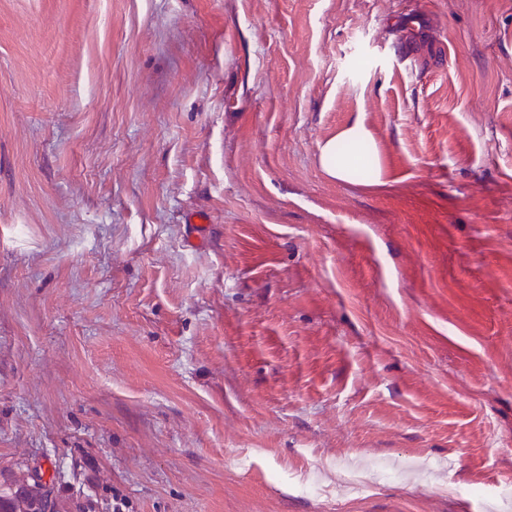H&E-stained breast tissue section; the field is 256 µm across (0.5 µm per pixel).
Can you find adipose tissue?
<instances>
[{
	"label": "adipose tissue",
	"mask_w": 512,
	"mask_h": 512,
	"mask_svg": "<svg viewBox=\"0 0 512 512\" xmlns=\"http://www.w3.org/2000/svg\"><path fill=\"white\" fill-rule=\"evenodd\" d=\"M374 154L372 139L360 124L343 129L336 138L320 147V160L324 171L344 183H356L367 177V161Z\"/></svg>",
	"instance_id": "obj_1"
}]
</instances>
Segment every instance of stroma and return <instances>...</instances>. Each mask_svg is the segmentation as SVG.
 Masks as SVG:
<instances>
[{
	"label": "stroma",
	"mask_w": 512,
	"mask_h": 512,
	"mask_svg": "<svg viewBox=\"0 0 512 512\" xmlns=\"http://www.w3.org/2000/svg\"><path fill=\"white\" fill-rule=\"evenodd\" d=\"M47 462L61 512H512V0H0V470ZM372 156L374 157L372 139L358 123L343 129L336 138L326 141L320 147V160L324 171L344 183L353 184L375 176L374 168L366 170L365 167Z\"/></svg>",
	"instance_id": "35a3bbf8"
}]
</instances>
